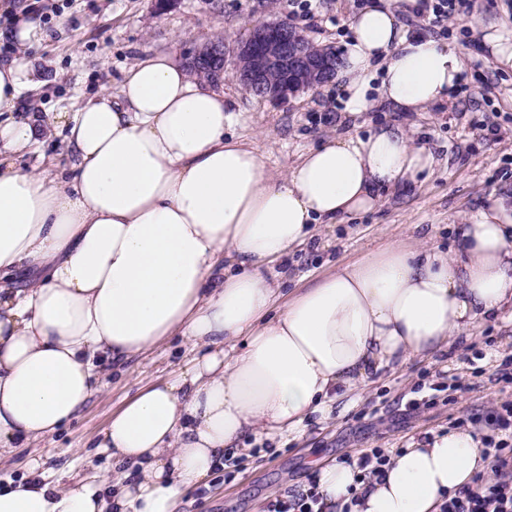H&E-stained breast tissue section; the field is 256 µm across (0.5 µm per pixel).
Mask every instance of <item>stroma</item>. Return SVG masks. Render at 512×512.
Listing matches in <instances>:
<instances>
[{"mask_svg": "<svg viewBox=\"0 0 512 512\" xmlns=\"http://www.w3.org/2000/svg\"><path fill=\"white\" fill-rule=\"evenodd\" d=\"M371 2L177 0L172 9L159 11L154 0H0V59L17 52L8 35L12 12L37 15L45 35L25 56L40 84L24 96L20 111L51 129L41 151L53 174L72 161L62 135L52 130L55 113L76 111L101 89L117 91L124 70L136 59L166 51L182 62L215 36H224L231 46L255 21H273L285 13L309 39L338 49L350 35L349 17ZM495 30L512 31V0H476L470 13L435 33L436 40L462 55L466 89L409 113L405 124L416 141L445 158L444 167L407 188L382 192L376 208L357 220L320 226L318 247L296 251L289 262L292 274L314 280L333 262L355 260L391 241L424 240L455 252L462 225L490 196L512 197V69H501L484 43V35ZM220 84L247 116L239 135L258 147L274 174L285 173L308 147L352 129L336 83L286 103L246 92L228 76ZM494 127L500 139H492ZM509 354L512 323L481 325L466 345L452 346L436 361L384 374L366 387L355 408L327 423L311 422L302 436L281 440L278 451L238 457L208 485L189 493L177 512H267L278 495L307 485L317 461L353 459L373 448L390 454L411 438L457 427L471 415L482 419L512 400V387L490 379L496 362ZM186 359L184 348L174 342L128 363L74 421L32 447L14 449L0 462V484L20 480L36 458L64 483L94 468L108 469L110 462L95 441L112 413L139 386L174 376ZM457 380L472 384V391H453ZM412 399L420 400L419 409L407 410Z\"/></svg>", "mask_w": 512, "mask_h": 512, "instance_id": "stroma-1", "label": "stroma"}]
</instances>
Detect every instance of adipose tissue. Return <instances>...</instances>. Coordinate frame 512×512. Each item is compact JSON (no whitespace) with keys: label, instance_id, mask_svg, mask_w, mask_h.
<instances>
[{"label":"adipose tissue","instance_id":"obj_1","mask_svg":"<svg viewBox=\"0 0 512 512\" xmlns=\"http://www.w3.org/2000/svg\"><path fill=\"white\" fill-rule=\"evenodd\" d=\"M349 28L336 72L347 117L419 112L457 91L459 54L410 35L387 5ZM37 83L24 57L0 60V461L73 419L109 368L175 337L192 357L109 419L111 470L0 487V512H175L225 451L302 431L382 370L512 322L500 197L463 225L457 254L391 242L284 292L290 253L320 225L438 166L403 124L328 140L276 176L235 135L244 112L161 52L129 66L118 93L58 113L73 162L50 182L44 156L26 172L11 160L42 136L15 117ZM488 469L480 435L453 428L412 441L379 478L321 465L317 492L333 512H440Z\"/></svg>","mask_w":512,"mask_h":512}]
</instances>
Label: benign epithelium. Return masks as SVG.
<instances>
[{"instance_id":"7a95c632","label":"benign epithelium","mask_w":512,"mask_h":512,"mask_svg":"<svg viewBox=\"0 0 512 512\" xmlns=\"http://www.w3.org/2000/svg\"><path fill=\"white\" fill-rule=\"evenodd\" d=\"M225 60V43L212 40L190 56L199 74ZM336 52L313 43L292 19L255 23L235 47L233 77L248 92L285 102L334 79Z\"/></svg>"}]
</instances>
